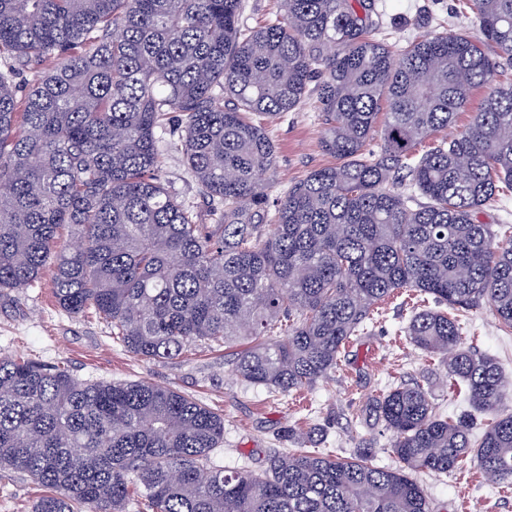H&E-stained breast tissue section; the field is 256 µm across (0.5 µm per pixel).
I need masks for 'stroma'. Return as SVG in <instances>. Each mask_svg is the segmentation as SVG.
Returning a JSON list of instances; mask_svg holds the SVG:
<instances>
[{
  "instance_id": "obj_1",
  "label": "stroma",
  "mask_w": 512,
  "mask_h": 512,
  "mask_svg": "<svg viewBox=\"0 0 512 512\" xmlns=\"http://www.w3.org/2000/svg\"><path fill=\"white\" fill-rule=\"evenodd\" d=\"M384 34L402 41L442 26L482 33L459 0H376ZM265 129L277 147L274 174L266 175L270 196L282 194L310 171L332 165L320 146L321 123L314 102L266 120ZM160 173L178 198L195 206L203 199L189 176L173 126L159 129ZM427 296L405 291L382 303L367 334L352 337L329 378L311 389L275 397L239 379L231 351L204 342L189 346L164 362L147 361L113 343L112 327L94 311L73 317L53 296L51 270L26 288L0 292V356L58 363L83 382L145 381L198 399L224 417V442L213 460L225 469L259 474L269 455L315 448L340 458L368 446L375 462L395 466L393 436L371 410L375 397L399 383H419L431 392L445 415L469 412L463 397L448 388L439 357L414 349L405 334L416 310L431 306ZM463 341L477 353L491 355L512 375V334L505 333L488 306L461 317ZM294 438H286V431ZM433 512H512V494L489 482L471 462L436 477L416 476ZM44 490L20 473L0 470V512H32Z\"/></svg>"
}]
</instances>
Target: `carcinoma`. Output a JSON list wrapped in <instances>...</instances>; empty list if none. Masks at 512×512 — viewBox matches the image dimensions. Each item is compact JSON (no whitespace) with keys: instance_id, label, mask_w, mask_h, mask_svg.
<instances>
[{"instance_id":"obj_1","label":"carcinoma","mask_w":512,"mask_h":512,"mask_svg":"<svg viewBox=\"0 0 512 512\" xmlns=\"http://www.w3.org/2000/svg\"><path fill=\"white\" fill-rule=\"evenodd\" d=\"M278 2L250 27L244 0H0V290L50 266L59 306L94 309L135 356L239 346L235 374L273 395L328 377L380 302L419 292L435 307L413 315L410 344L443 356L491 421L474 439L469 415L447 419L402 383L372 403L396 467L371 448H301L228 473L211 457L224 417L201 401L0 356V469L50 490L33 512H430L412 474L466 458L512 483V379L448 315L488 305L512 331V236L478 220L512 190V81L485 50L512 63V0H464L482 41L402 45L375 36V0ZM51 58L18 96V76ZM312 84L336 163L272 199L258 118L296 110ZM479 88L469 124L417 152ZM173 117L205 214L159 175L156 130Z\"/></svg>"}]
</instances>
